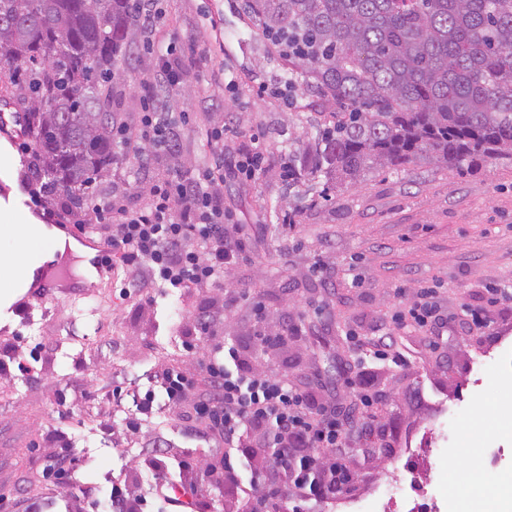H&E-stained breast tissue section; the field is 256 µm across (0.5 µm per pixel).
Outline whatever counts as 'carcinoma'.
I'll return each instance as SVG.
<instances>
[{
	"instance_id": "carcinoma-1",
	"label": "carcinoma",
	"mask_w": 512,
	"mask_h": 512,
	"mask_svg": "<svg viewBox=\"0 0 512 512\" xmlns=\"http://www.w3.org/2000/svg\"><path fill=\"white\" fill-rule=\"evenodd\" d=\"M262 36L343 111L288 171L341 184L418 159H512V0H245ZM131 0H0L5 93L25 104L32 175L79 214L112 165Z\"/></svg>"
}]
</instances>
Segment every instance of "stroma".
<instances>
[{"label": "stroma", "instance_id": "stroma-1", "mask_svg": "<svg viewBox=\"0 0 512 512\" xmlns=\"http://www.w3.org/2000/svg\"><path fill=\"white\" fill-rule=\"evenodd\" d=\"M243 3L161 0L180 68L177 80L157 92L182 128L181 174L212 162L216 147L208 133L215 127L224 128L230 145L254 137L267 159L259 180L224 181V210L244 226L252 247L248 261L225 273L224 288L262 302L270 328L300 317L307 332L289 337L278 356L254 353L253 364L312 387L319 402L348 415L349 436L334 457L356 478L351 497L394 478L405 483L409 500L388 502L386 512H428V484L445 468L454 512H466L471 470L494 486L512 468V301L489 307V327L467 326L472 311L488 307L489 288L512 285V160L466 172L422 159L329 191L310 176L288 185L280 155L305 151L335 106L304 82L289 85L287 61L259 34ZM121 61L110 110L116 122L132 126L163 57L144 48L135 28ZM228 74L235 85H225ZM8 143L10 154L0 156V198L12 197L18 211L55 224L64 197L33 198L30 157L21 151L26 139L17 130ZM149 157L146 150L118 153L99 189L128 181L127 202L141 207L145 184L163 172ZM288 211L295 225L284 229ZM318 261L330 279L313 272ZM67 265L74 286L34 302L35 323L15 318L0 327V346L12 345L24 357L43 349L34 378L0 370V512L32 499L48 503L50 512H87L88 500L109 480L126 475L133 494L150 492L149 465L160 442L172 448L162 471L174 484L183 459L210 461L225 452L222 441L164 405L139 429L125 430L124 412L107 400L117 385L147 387L161 367L193 369L181 336L216 291L178 297L147 284L130 289L131 274L120 263L109 276L88 278L78 253ZM423 283L436 288L443 313L459 323L436 346L425 331L395 321ZM401 286L402 297L395 293ZM347 329L367 337L391 333L402 364L359 362ZM480 353L487 363L479 370L473 361ZM365 387L380 395L367 412L356 400ZM366 418L374 429L365 433ZM56 427L71 438L78 460L71 480L60 485L43 474L54 453L43 439ZM383 432L392 450L381 448ZM443 436L448 456L430 454L429 444ZM195 496L200 512H249L251 505L238 483L221 489L202 483Z\"/></svg>", "mask_w": 512, "mask_h": 512}]
</instances>
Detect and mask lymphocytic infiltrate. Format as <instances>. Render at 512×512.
Instances as JSON below:
<instances>
[{"label":"lymphocytic infiltrate","mask_w":512,"mask_h":512,"mask_svg":"<svg viewBox=\"0 0 512 512\" xmlns=\"http://www.w3.org/2000/svg\"><path fill=\"white\" fill-rule=\"evenodd\" d=\"M181 133L168 124L165 105L148 98L138 124H118L115 144H149L175 153ZM221 167H205L194 175L158 179L149 190L148 203L130 209L125 193L113 187L90 205L97 218L93 229L110 247L104 266L120 257L132 270L130 287H139L137 273L169 290L186 294L221 288L224 272L243 261L248 239L238 225L225 221ZM435 291L419 288L403 317L431 335L440 337L454 327V318L440 313ZM238 296L224 303L208 302L194 316V330L183 348L196 357L197 370L177 367L157 371L155 381L169 405L184 417L218 435L228 449L251 441L270 449L265 470L254 478L251 512H288V494L296 491L323 501L351 488L352 475L342 465H324L318 451L341 447L348 433L334 406L316 403L310 393L289 382L287 375L254 367L245 348L220 341L216 330ZM154 498L133 497L128 483L113 484L111 512H169L171 501L163 492L165 477H158Z\"/></svg>","instance_id":"lymphocytic-infiltrate-1"}]
</instances>
